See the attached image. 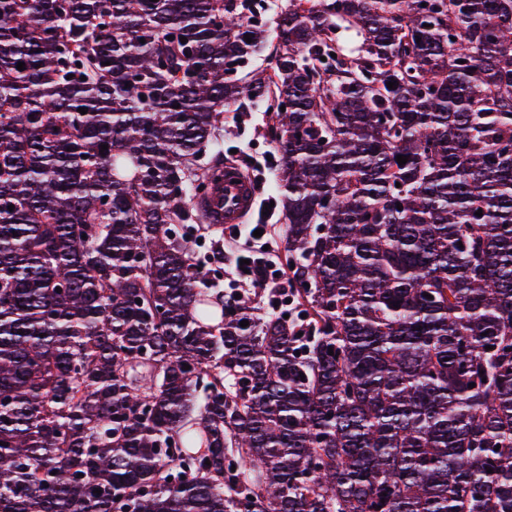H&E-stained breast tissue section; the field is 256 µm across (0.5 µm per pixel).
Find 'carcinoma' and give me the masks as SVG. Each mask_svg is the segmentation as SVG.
Segmentation results:
<instances>
[{"label":"carcinoma","mask_w":512,"mask_h":512,"mask_svg":"<svg viewBox=\"0 0 512 512\" xmlns=\"http://www.w3.org/2000/svg\"><path fill=\"white\" fill-rule=\"evenodd\" d=\"M252 11L0 0V512H512V0H288L239 77ZM251 95L289 319L217 280ZM286 0H264L265 9L258 14V20L263 22L265 28L268 30L267 41L262 48V50L249 62L248 67L245 70V73L251 70L261 71L267 69L270 70L274 61L272 60V56L275 53L276 49V21H277V12H280L281 6L285 5Z\"/></svg>","instance_id":"obj_1"}]
</instances>
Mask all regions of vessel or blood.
I'll return each mask as SVG.
<instances>
[{
    "mask_svg": "<svg viewBox=\"0 0 512 512\" xmlns=\"http://www.w3.org/2000/svg\"><path fill=\"white\" fill-rule=\"evenodd\" d=\"M252 179L233 165H225L222 180L213 183L208 200L209 218L227 227L241 223L257 204Z\"/></svg>",
    "mask_w": 512,
    "mask_h": 512,
    "instance_id": "b4317fda",
    "label": "vessel or blood"
}]
</instances>
